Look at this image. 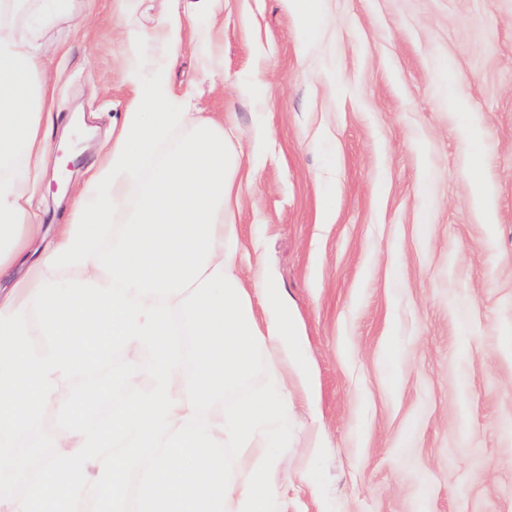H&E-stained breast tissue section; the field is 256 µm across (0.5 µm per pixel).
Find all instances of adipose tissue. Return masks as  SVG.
Masks as SVG:
<instances>
[{
	"label": "adipose tissue",
	"mask_w": 512,
	"mask_h": 512,
	"mask_svg": "<svg viewBox=\"0 0 512 512\" xmlns=\"http://www.w3.org/2000/svg\"><path fill=\"white\" fill-rule=\"evenodd\" d=\"M28 8L0 0V469L27 485L0 512H290L281 444L295 402L317 405L315 368L278 281L260 262L240 274L242 183L223 117L174 103L163 77L138 83L73 223L47 230L31 211L46 50L41 25L17 29ZM180 127L190 136L172 144ZM69 268L81 278L47 276ZM117 348L153 350L152 384L92 432L79 412L98 391L65 380ZM260 365L266 388L225 402ZM47 413L51 451L34 461L16 442Z\"/></svg>",
	"instance_id": "obj_1"
}]
</instances>
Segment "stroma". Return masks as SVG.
Instances as JSON below:
<instances>
[{
  "label": "stroma",
  "instance_id": "35a3bbf8",
  "mask_svg": "<svg viewBox=\"0 0 512 512\" xmlns=\"http://www.w3.org/2000/svg\"><path fill=\"white\" fill-rule=\"evenodd\" d=\"M223 2L207 59L192 43L205 0L164 4L183 35L166 76L223 116L245 179L241 274L260 243L318 370L330 446L308 460L296 403L289 471L311 467L323 512H512V0H325L309 50L285 0ZM164 5L69 0L46 30L41 223H71L132 77L165 65Z\"/></svg>",
  "mask_w": 512,
  "mask_h": 512
}]
</instances>
